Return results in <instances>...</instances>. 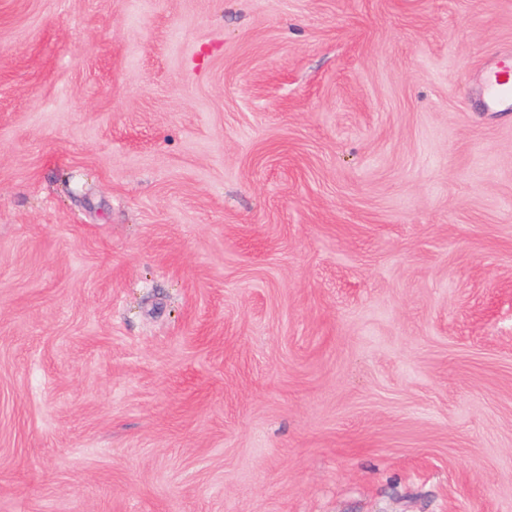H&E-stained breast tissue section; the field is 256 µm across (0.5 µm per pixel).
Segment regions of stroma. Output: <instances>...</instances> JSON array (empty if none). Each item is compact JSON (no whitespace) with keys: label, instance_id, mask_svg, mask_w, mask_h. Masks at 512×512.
I'll use <instances>...</instances> for the list:
<instances>
[{"label":"stroma","instance_id":"stroma-1","mask_svg":"<svg viewBox=\"0 0 512 512\" xmlns=\"http://www.w3.org/2000/svg\"><path fill=\"white\" fill-rule=\"evenodd\" d=\"M512 0H0V512H512ZM512 63L508 60L498 70L486 72L482 79L483 99L489 110L497 111L512 104Z\"/></svg>","mask_w":512,"mask_h":512}]
</instances>
